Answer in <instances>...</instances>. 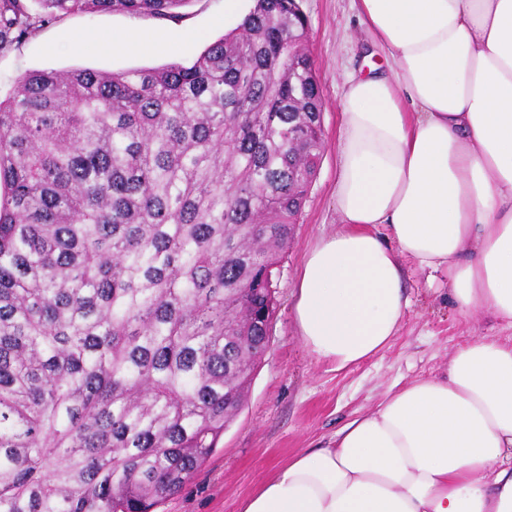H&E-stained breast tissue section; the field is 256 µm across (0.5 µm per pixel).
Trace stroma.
I'll use <instances>...</instances> for the list:
<instances>
[{
  "instance_id": "1",
  "label": "stroma",
  "mask_w": 512,
  "mask_h": 512,
  "mask_svg": "<svg viewBox=\"0 0 512 512\" xmlns=\"http://www.w3.org/2000/svg\"><path fill=\"white\" fill-rule=\"evenodd\" d=\"M309 24L307 48L324 101V150L316 180L276 274L269 347L258 362L243 408L210 460L155 512H240L280 464L306 448H323L350 419L372 413L389 390L418 378L442 377L459 344L485 338L512 342V327L488 316L464 317L448 295L446 274L403 262L409 305L389 348L348 370L317 361L304 348L292 314L297 274L308 249L338 227L334 189L340 99L347 77L363 65L368 37L354 0H300ZM108 33L148 42L145 50L76 49L77 37ZM224 34V0H188L177 17L125 12L74 13L45 25L0 53V100L34 70L88 67L105 72L191 63Z\"/></svg>"
}]
</instances>
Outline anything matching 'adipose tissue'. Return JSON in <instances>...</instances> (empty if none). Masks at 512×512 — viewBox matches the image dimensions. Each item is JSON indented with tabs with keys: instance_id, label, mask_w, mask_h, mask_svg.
Masks as SVG:
<instances>
[{
	"instance_id": "ef3b65f1",
	"label": "adipose tissue",
	"mask_w": 512,
	"mask_h": 512,
	"mask_svg": "<svg viewBox=\"0 0 512 512\" xmlns=\"http://www.w3.org/2000/svg\"><path fill=\"white\" fill-rule=\"evenodd\" d=\"M388 71L350 75L336 141L340 227L298 273L300 339L336 370L387 348L402 262L448 275L465 316L512 326V0H357ZM241 512H512V342L459 345Z\"/></svg>"
}]
</instances>
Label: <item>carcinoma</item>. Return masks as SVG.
<instances>
[{"label": "carcinoma", "mask_w": 512, "mask_h": 512, "mask_svg": "<svg viewBox=\"0 0 512 512\" xmlns=\"http://www.w3.org/2000/svg\"><path fill=\"white\" fill-rule=\"evenodd\" d=\"M185 2L0 0V52ZM306 28L257 0L189 66L31 71L0 101V512H153L215 453L321 160Z\"/></svg>", "instance_id": "obj_1"}]
</instances>
